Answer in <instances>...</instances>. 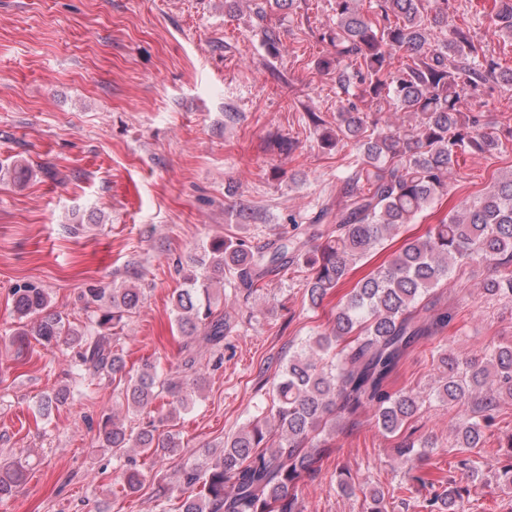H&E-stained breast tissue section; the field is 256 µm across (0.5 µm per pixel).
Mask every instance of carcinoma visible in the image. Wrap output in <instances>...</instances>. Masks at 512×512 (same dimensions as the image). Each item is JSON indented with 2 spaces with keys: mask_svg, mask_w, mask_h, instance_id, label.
<instances>
[{
  "mask_svg": "<svg viewBox=\"0 0 512 512\" xmlns=\"http://www.w3.org/2000/svg\"><path fill=\"white\" fill-rule=\"evenodd\" d=\"M336 27L323 34L334 52L319 62L336 73V82L355 84L358 99L336 112V127L312 116L323 147L349 143L357 151V168L336 204V220L325 242L311 246L299 225L283 229L267 247L256 248L245 236L214 238L191 269L178 267L187 286L174 292L172 313L185 338L184 357L176 375L145 364L124 380L127 410L148 414L159 398L169 410L142 427H127L105 414L97 442L113 453L121 470L122 489L134 493L142 483L137 457L176 456L179 434L162 430L192 404L203 381L196 350L220 349L232 332L230 318L212 298L214 280H227L234 293L250 298L259 283L284 269H303L304 296L316 308L345 279L350 265L366 256L427 207L448 194V185L469 153H492L502 140L481 130L480 116L462 101L487 84L512 86V71H503L484 54L470 31L448 30V0H377L376 11L362 0H333ZM493 24L512 40V0H496ZM451 35L435 42V38ZM416 117L409 130L383 127L376 117L382 103ZM485 263L493 275L484 291L512 302V172L483 196L467 203L427 235L409 239L389 263L358 281L336 311L328 331L288 349L272 376L270 413L259 414L207 449L177 476L178 512H300L299 483L318 471L326 441L320 435L336 418L355 422L363 408L373 411L385 434L400 432L418 410L416 397L393 391L390 383L408 349L419 339L444 330L453 320L436 307L435 288L456 267ZM98 305L78 330L49 311L48 294L23 283L12 289L20 317L39 316L31 330L12 333L18 350L32 342L44 347L76 349L73 373L85 379H117L125 370L112 349L109 331L141 302V289L119 286L89 289ZM437 399L459 409L456 464L470 475L483 462L472 454L496 425L501 402L512 400V345H493L484 360L451 352L438 355ZM74 397L66 386L43 396L42 417ZM433 444L409 436L397 446L401 461L413 469ZM499 459V482L512 487V440ZM28 476L22 458L0 465V499L9 497ZM468 489L450 487L426 500L427 512H459Z\"/></svg>",
  "mask_w": 512,
  "mask_h": 512,
  "instance_id": "1",
  "label": "carcinoma"
}]
</instances>
